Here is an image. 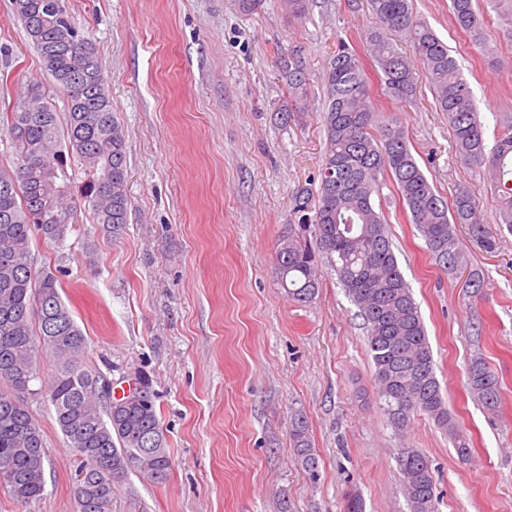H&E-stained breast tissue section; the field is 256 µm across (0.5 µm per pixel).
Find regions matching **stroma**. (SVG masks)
<instances>
[{"label": "stroma", "instance_id": "35a3bbf8", "mask_svg": "<svg viewBox=\"0 0 512 512\" xmlns=\"http://www.w3.org/2000/svg\"><path fill=\"white\" fill-rule=\"evenodd\" d=\"M447 43L473 90L487 141L512 125V0L484 7V47L457 29L449 0H412ZM102 61L112 109L126 131L129 222L119 235L79 213L65 239L38 244L87 339L86 361L113 386L148 376L171 455L167 483L129 473L112 512H409L397 456L430 458L441 512H512V234L485 252L460 229L468 267L443 272L392 184L380 194L400 268L427 328L442 393L473 442L459 460L425 416L399 436L379 408L366 328L330 268L308 303L276 281L275 249L293 223L290 200L326 147L322 76L338 40L380 28L367 0H310L294 20L280 0H68ZM303 48L308 82L295 99L276 60ZM48 86L30 39L0 0V101ZM377 103L404 126L438 195L468 186L499 229L483 169L465 165L426 77L413 104ZM485 281L471 294L470 270ZM482 358L503 392L497 413L467 387ZM46 442L45 491L0 512H77L79 462L47 397L29 401ZM306 416L318 458L309 479L289 443Z\"/></svg>", "mask_w": 512, "mask_h": 512}]
</instances>
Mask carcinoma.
<instances>
[{
  "instance_id": "1",
  "label": "carcinoma",
  "mask_w": 512,
  "mask_h": 512,
  "mask_svg": "<svg viewBox=\"0 0 512 512\" xmlns=\"http://www.w3.org/2000/svg\"><path fill=\"white\" fill-rule=\"evenodd\" d=\"M281 2L290 17L308 12L309 0ZM368 2L388 33L370 30L363 51L342 42L330 55L319 181L301 186L292 198L298 224L289 225L279 240L275 274L289 298L307 303L321 288L319 264L327 261L366 324L377 395L391 424L403 430L425 414L448 434L459 459L470 461L469 438L443 398L420 309L386 228L378 201L383 181L394 182L411 223L445 271L467 265L457 228L465 226L487 252L497 248L498 234L480 222L469 187H459L450 203L436 193L403 127L376 107L371 75L385 96L409 104L417 87L412 60L420 63L459 155L485 168L511 233L512 128L487 144L469 83L448 45L414 15L410 0ZM14 10L44 70L66 97L68 112L62 131L54 105L36 87L0 113V126L18 156L14 170H0V490L21 506L43 495L44 435L28 400L44 393L80 461L77 512H110L113 486L128 472L156 483L168 479L164 430L148 378L135 382L143 386L145 401L134 400V388L114 400L112 381L87 365L86 338L59 293L57 276L35 269L31 240L63 241L80 208L114 234L128 223L126 132L112 112L96 47L80 33L66 0H14ZM450 13L458 29L481 43L474 0H450ZM389 33L410 43L414 59L397 50ZM278 64L289 93L299 96L306 84L302 50L289 48ZM70 156L83 167L77 187L67 170ZM42 353L54 357L59 369L36 389ZM467 386L486 411H499V377L479 358L469 365ZM290 440L301 468L316 478V453L300 413L291 422ZM397 465L410 512H439L429 457L404 448Z\"/></svg>"
}]
</instances>
